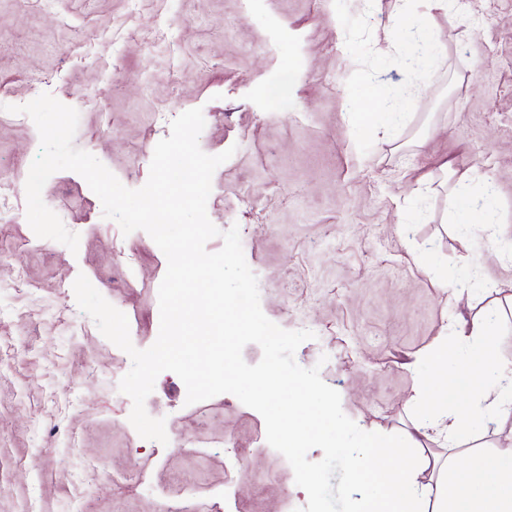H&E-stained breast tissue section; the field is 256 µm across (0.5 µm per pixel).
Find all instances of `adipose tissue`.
Segmentation results:
<instances>
[{"mask_svg": "<svg viewBox=\"0 0 512 512\" xmlns=\"http://www.w3.org/2000/svg\"><path fill=\"white\" fill-rule=\"evenodd\" d=\"M475 184V175L466 171L449 177L448 196L455 205V221L488 224L491 236H498L499 227L488 223L490 200L476 195ZM456 331L474 340L455 383L468 407L460 409L447 396L423 388L425 415L407 435L416 445L432 437L442 440L447 456L425 458L413 468L394 465L386 460L388 445L382 437L363 436L369 460L350 461L346 470L348 485L364 490L356 512H512V458L490 462L476 451L468 469H460L458 464L459 449L470 441V412L482 414L490 424L512 413V361L502 356L497 342L498 337L512 332V297L493 301L471 319L459 320Z\"/></svg>", "mask_w": 512, "mask_h": 512, "instance_id": "1", "label": "adipose tissue"}]
</instances>
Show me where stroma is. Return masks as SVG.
Wrapping results in <instances>:
<instances>
[{
    "label": "stroma",
    "instance_id": "stroma-1",
    "mask_svg": "<svg viewBox=\"0 0 512 512\" xmlns=\"http://www.w3.org/2000/svg\"><path fill=\"white\" fill-rule=\"evenodd\" d=\"M409 0H0V86L29 103L48 93L79 113L73 144L127 188L142 187L169 126L155 116L202 108L203 152L232 150L212 178L207 215L238 227L264 314L314 339L295 353L319 367L343 412L367 432L398 434L421 417L422 357L448 343L449 378L471 346L455 325L489 288L512 290V0H455L428 24L440 60L399 33ZM165 24L178 50L150 45ZM361 77L351 86V72ZM394 107L353 133L359 89ZM40 138L0 111V174L27 180ZM490 185L503 241L461 239L440 167ZM42 199L79 236L77 251L37 237L25 209L0 223V512H158L156 492L192 488L221 512H300L308 502L263 417L224 393L187 404L174 373L145 401L167 443L142 438L131 403L112 398L130 357L77 305L85 275L123 312L133 345L156 340L167 260L142 230L123 234L82 176L58 171ZM406 222H399L400 214ZM135 255L127 268V255ZM454 287H439L441 272ZM82 327L61 333L62 323ZM93 362L95 378L84 374Z\"/></svg>",
    "mask_w": 512,
    "mask_h": 512
}]
</instances>
